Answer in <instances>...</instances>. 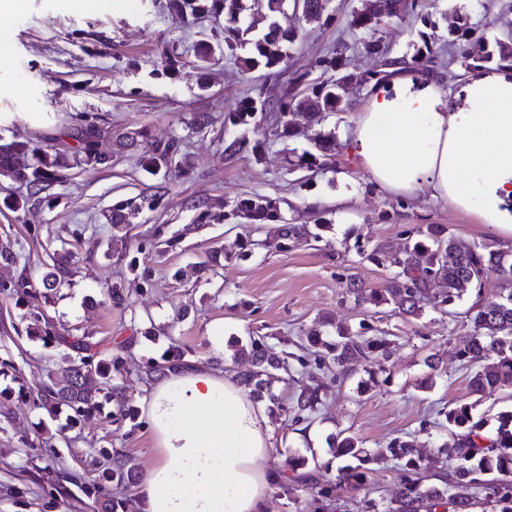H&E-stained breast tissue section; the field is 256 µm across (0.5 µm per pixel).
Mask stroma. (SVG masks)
I'll use <instances>...</instances> for the list:
<instances>
[{"label":"stroma","mask_w":512,"mask_h":512,"mask_svg":"<svg viewBox=\"0 0 512 512\" xmlns=\"http://www.w3.org/2000/svg\"><path fill=\"white\" fill-rule=\"evenodd\" d=\"M23 7L0 20V138L28 137L59 153L60 178L41 192L0 179V244L12 242L28 268L0 264L1 277L27 274L40 281V261L49 236L66 234L77 248L74 274L51 293L42 308L47 330L56 335L89 336L108 352L121 350L123 384L133 404L151 386L138 373L160 358L170 343L191 350L192 360L227 365L236 372L230 348L208 340L215 321H224L227 339L248 341L255 333L299 341L311 331L325 335L367 324L373 334L397 343L392 357L370 363L368 371L326 372L327 396L309 420L294 422L282 411L309 383L308 369L293 364L274 382L268 462L284 468L288 455L315 452L317 464L291 495L272 489L268 512H368L369 503L390 499L398 462L371 463L366 483L325 497L336 478L330 435L347 432L370 449L399 439L411 442L427 468L424 482L449 472L453 461L439 451L446 439L437 426L440 409L458 402L474 404L488 419L512 408V394H471L469 363L458 356L460 336L470 328L469 307L453 314L436 309L420 317L396 314L392 306H373L347 292L350 279L381 287L387 268L358 254V247L402 251L409 233L426 224H443L464 243L494 242L505 251L512 241L497 238L473 214L436 202L427 193L400 199L376 189L349 146V131L363 111L368 88L342 90L344 111L321 124L298 120L292 135L276 134L271 118L228 127L226 112L245 97L279 96L287 79L309 70L329 50L343 45L353 65L370 68L360 33L350 29L351 11L363 0H331L332 22L308 21L286 12L282 27L299 37L283 77L258 69L241 73L235 55L224 50V14L201 18L181 15L170 0H112L111 9L89 13L64 10L57 0H23ZM506 0H424L423 19L393 21L383 40L391 54L412 56L421 33L447 45L456 17H466L486 39L512 32ZM102 129L97 143L102 165L81 160L80 136L89 126ZM243 137L260 144L262 159L243 151L224 152L225 142ZM178 140L183 163L150 176L139 158L147 144ZM336 143V163L328 169L290 171L289 163L316 143ZM263 195L277 200L284 223L315 228L314 238L283 244L278 228L254 229L242 219L200 218L191 201L218 204ZM319 208H306L307 197ZM148 197L154 209L134 218L128 245L138 253L145 277L131 275L111 251L112 208L123 200ZM180 232L179 245L157 254V237ZM258 241L251 257L239 259L240 241ZM224 251L216 271L197 267L212 248ZM123 287L122 302L101 296L108 286ZM15 299L0 296V361L13 363L29 392L58 375L56 345L27 335ZM440 361L431 370L428 356ZM373 381L366 393L357 384ZM11 379L0 376V512H103L107 502L124 500L105 481L90 454L103 443L123 449L137 470L152 461V438L144 418L118 425L94 415L73 429L45 410L23 406L8 394Z\"/></svg>","instance_id":"stroma-1"}]
</instances>
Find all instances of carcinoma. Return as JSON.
<instances>
[{"label":"carcinoma","instance_id":"cac0c4a2","mask_svg":"<svg viewBox=\"0 0 512 512\" xmlns=\"http://www.w3.org/2000/svg\"><path fill=\"white\" fill-rule=\"evenodd\" d=\"M288 0H265V17L270 19L266 29L252 33L253 26L239 24L242 0H171V8L179 13L203 17L219 8L224 9L227 25L224 26V50L234 52L249 46V51L238 57L240 68L250 72L263 67L267 70L283 68L293 50L296 31L283 28L276 20L284 13ZM399 0H385L386 13L373 17L362 9L351 12L349 25L363 34L365 54L375 59L373 68L364 71L351 69L342 46L315 61L313 68L321 72L319 82L308 81L309 74L293 78L284 95L277 102L276 131L282 135L293 133L294 111L303 110L311 123L321 122L326 115L342 112L339 82L350 81L366 85L382 82L389 76V69L402 66L407 71H430L444 64L441 48L433 35L421 34L422 46L416 53L392 57L383 47V28L394 19L402 20L406 14L398 12ZM452 40L461 67L465 70L495 63L512 65V37L497 39L493 47L483 37L475 36V29L467 19H460L451 30ZM267 110L266 102L247 97L238 107L224 116V122L233 126L247 125L257 113ZM101 130L90 126L82 133L84 162L102 164L104 158L96 152V139ZM321 156L305 153L294 166L303 169L323 168L329 165L333 144L319 145ZM33 156L39 165L35 168L24 163ZM180 147L177 141L164 145H149L140 156V166L149 174L162 168L180 165ZM58 158L48 149L27 138H0V177L24 183L37 190L47 181L56 179ZM225 207L224 219L241 217L249 224L263 225L279 220L276 200L268 196H253L233 200ZM137 208L118 204L112 209V228L122 231L131 224ZM417 238L400 254L385 248H376L365 258L370 262L392 269L383 286L367 290L351 281L348 292L357 299L369 300L376 305L392 304L395 311L406 316L419 317L425 309L447 311L455 308L470 295L481 297L492 276L501 281L503 289L496 299L471 307L470 331L460 338L458 353L475 367L469 378L470 393L485 396L505 387H512V255L488 243L462 245L442 224H427L416 230ZM74 252L60 238L58 244L47 252L41 280L43 291H37L28 278L0 281V294L27 297L25 321L38 324L44 313L36 301L59 288L70 275L74 265ZM269 336H252L247 345L239 349V356L251 362V368L239 373L241 385L251 389L261 399L270 393L278 372L286 371L290 361L298 359L288 343L271 344ZM61 346L60 357L66 364L63 379L51 381L35 395L24 394L28 406L44 408L53 414L61 407L70 409L65 428L72 429L82 418L95 412L102 413L104 404L112 405V422L120 425L134 419V407L115 381L112 372H121L123 358L112 355L109 361L98 359V344L88 337H57ZM317 354L316 365H333L346 372L354 369V362L385 360L392 354V342L382 337H372L366 332L340 331L334 340L324 339L318 333L308 335V345ZM187 351L177 345L170 346L160 359L149 363L143 376L151 378L161 372L166 364L185 361ZM102 378L98 394L87 388L92 375ZM310 384L296 397L293 406L281 410L293 413L295 422L303 421L324 403V393L317 383V376L309 375ZM474 405L460 402L447 411L440 412L444 421L439 427L449 431L451 443H443L440 450L452 449L455 465L448 479L441 484H426L419 478L422 459L414 454L413 446L395 440L383 451L375 452L358 438L341 431L333 438L336 459L342 465L336 468V482L323 491H341L359 488L366 481L368 464L385 456L400 461L394 498L378 507L370 505L372 512H472L482 501L492 506L493 512H512V410L499 413L496 427L487 432L486 422L474 419ZM95 463L102 468V475L119 488L133 483L134 468L128 456L117 448L102 446L91 449Z\"/></svg>","mask_w":512,"mask_h":512}]
</instances>
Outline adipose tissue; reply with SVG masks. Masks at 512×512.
I'll list each match as a JSON object with an SVG mask.
<instances>
[{"label":"adipose tissue","instance_id":"adipose-tissue-1","mask_svg":"<svg viewBox=\"0 0 512 512\" xmlns=\"http://www.w3.org/2000/svg\"><path fill=\"white\" fill-rule=\"evenodd\" d=\"M350 143L376 188L429 193L512 240V69L472 70L455 91L424 73L371 84ZM141 413L153 460L137 512H266L282 479L268 463L269 409L232 372L171 365Z\"/></svg>","mask_w":512,"mask_h":512}]
</instances>
